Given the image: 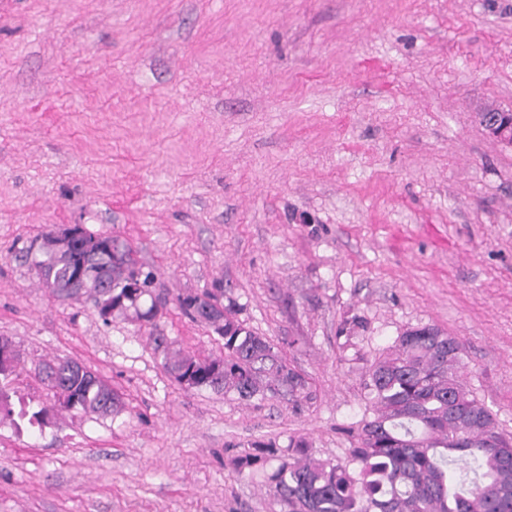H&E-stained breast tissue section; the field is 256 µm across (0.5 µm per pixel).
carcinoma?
Wrapping results in <instances>:
<instances>
[{
    "instance_id": "obj_1",
    "label": "carcinoma",
    "mask_w": 512,
    "mask_h": 512,
    "mask_svg": "<svg viewBox=\"0 0 512 512\" xmlns=\"http://www.w3.org/2000/svg\"><path fill=\"white\" fill-rule=\"evenodd\" d=\"M110 242L112 249L90 257L92 273L78 288L71 287L70 271L85 249L58 254L29 246L25 257L43 287L59 296L85 294L96 307L106 301L112 315L150 319L157 306L154 274H143L146 288L127 291L125 279L137 263L125 244ZM199 300L220 305L210 292L178 298L192 319ZM222 315L224 355L201 358L178 350L165 356L169 373L190 370L195 387L246 401L282 398L297 404L308 397V382L277 346L229 309ZM464 354L463 343L437 327L406 329L370 365L365 389L373 417L364 421L347 464L314 458L305 442L285 451L259 442L238 456L236 469L264 471L282 512H512V440L460 379ZM55 366L42 381L53 394L76 398V412L105 418L125 409L112 384L84 364L60 360ZM43 413L24 406L16 412L0 392V424L40 426Z\"/></svg>"
}]
</instances>
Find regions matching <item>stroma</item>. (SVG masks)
I'll list each match as a JSON object with an SVG mask.
<instances>
[{
	"instance_id": "stroma-1",
	"label": "stroma",
	"mask_w": 512,
	"mask_h": 512,
	"mask_svg": "<svg viewBox=\"0 0 512 512\" xmlns=\"http://www.w3.org/2000/svg\"><path fill=\"white\" fill-rule=\"evenodd\" d=\"M512 0H0V336L18 353L0 512H280L252 443L344 464L383 349L432 325L512 437ZM63 224L155 273L150 325L42 288L19 248ZM220 301L309 383L300 404L186 388L156 337L223 341ZM74 359L116 417L59 411L38 376ZM477 119L495 141L512 148V109H490L480 112ZM45 413V409L41 408L37 411L27 409L21 406L19 411L15 413L9 402V397L6 396L2 390L0 392V424L5 420H9L16 428L21 427V423H27L31 427L36 425L41 427V415ZM16 415V418H15Z\"/></svg>"
}]
</instances>
